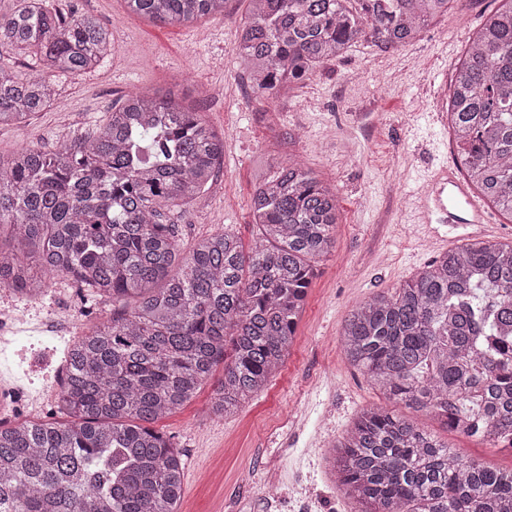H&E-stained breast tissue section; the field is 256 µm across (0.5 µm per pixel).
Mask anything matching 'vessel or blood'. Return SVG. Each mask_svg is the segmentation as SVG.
I'll list each match as a JSON object with an SVG mask.
<instances>
[{"label": "vessel or blood", "mask_w": 512, "mask_h": 512, "mask_svg": "<svg viewBox=\"0 0 512 512\" xmlns=\"http://www.w3.org/2000/svg\"><path fill=\"white\" fill-rule=\"evenodd\" d=\"M413 221L475 226L485 223L486 217L465 184L443 166L426 175L417 195Z\"/></svg>", "instance_id": "vessel-or-blood-1"}]
</instances>
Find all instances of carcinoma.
Returning a JSON list of instances; mask_svg holds the SVG:
<instances>
[{"label":"carcinoma","mask_w":512,"mask_h":512,"mask_svg":"<svg viewBox=\"0 0 512 512\" xmlns=\"http://www.w3.org/2000/svg\"><path fill=\"white\" fill-rule=\"evenodd\" d=\"M163 23L224 13V0H125ZM448 0H249L234 53L269 100L357 39L415 40ZM112 51V30L55 0L0 13V125L56 96ZM448 121L469 182L512 217V0L484 23L455 69ZM224 136L172 90L128 94L93 135L0 157V287L39 297L73 277L112 298V319L65 355L60 403L70 420L0 422V512H178L184 464L151 424L181 409L224 364L211 412L228 416L263 390L295 340L317 264L336 243L334 190L290 160L250 199L260 231L246 251L228 231L180 252L175 219L208 189ZM348 361L387 400L452 432L512 450V244L443 252L395 292L352 309ZM344 494L362 512H512V468L488 469L384 407L364 410L335 445Z\"/></svg>","instance_id":"obj_1"}]
</instances>
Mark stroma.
I'll list each match as a JSON object with an SVG mask.
<instances>
[{"label": "stroma", "instance_id": "1", "mask_svg": "<svg viewBox=\"0 0 512 512\" xmlns=\"http://www.w3.org/2000/svg\"><path fill=\"white\" fill-rule=\"evenodd\" d=\"M502 4L450 0L412 42L390 50L355 43L266 101L234 54L248 0H225L222 15L186 26L151 22L129 12L124 0H62L65 10L94 14L111 28L114 47L92 73L58 78L51 106L26 125H0L1 155L84 139L126 94L178 87L224 135L213 182L178 217L182 251L224 229L253 245L248 203L259 162L274 167L296 159L336 193V246L317 266L297 343L266 389L221 418L209 413L211 378L183 409L155 424L183 453L179 512H357L337 486L329 450L360 411L385 399L346 359L340 332L354 307L393 292L440 253L408 218L420 175L457 166L451 128L431 115L446 110L457 65ZM483 211L480 228L439 225L448 248L512 243V218L488 205ZM0 311L20 313L27 323L19 335L0 339V371L26 399L41 398L46 411H56L63 350L111 318V300L83 302L70 277L60 275L35 300L0 288ZM56 319V331L44 330ZM396 411L482 466H512L511 450L447 431L404 406Z\"/></svg>", "mask_w": 512, "mask_h": 512}]
</instances>
